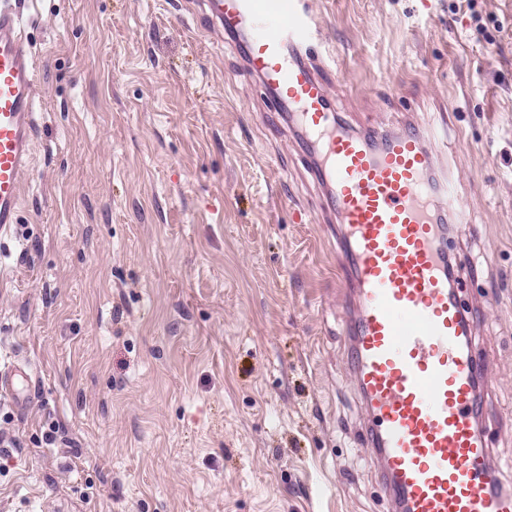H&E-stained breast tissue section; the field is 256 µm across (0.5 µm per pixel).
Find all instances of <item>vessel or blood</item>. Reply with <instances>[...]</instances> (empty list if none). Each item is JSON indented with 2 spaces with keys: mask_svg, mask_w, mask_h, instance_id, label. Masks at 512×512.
Instances as JSON below:
<instances>
[{
  "mask_svg": "<svg viewBox=\"0 0 512 512\" xmlns=\"http://www.w3.org/2000/svg\"><path fill=\"white\" fill-rule=\"evenodd\" d=\"M206 2L209 21L242 36L249 74L303 140L337 222L348 372L384 493L397 512H512L477 425L490 382L448 280L449 236L468 206L436 174L446 142L411 125L371 140L341 123L314 65L321 30L310 0ZM22 26L16 0H0V232L19 221L36 131Z\"/></svg>",
  "mask_w": 512,
  "mask_h": 512,
  "instance_id": "vessel-or-blood-1",
  "label": "vessel or blood"
}]
</instances>
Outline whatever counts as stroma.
I'll return each mask as SVG.
<instances>
[{
	"instance_id": "1",
	"label": "stroma",
	"mask_w": 512,
	"mask_h": 512,
	"mask_svg": "<svg viewBox=\"0 0 512 512\" xmlns=\"http://www.w3.org/2000/svg\"><path fill=\"white\" fill-rule=\"evenodd\" d=\"M314 0L358 131L446 125L449 255L512 483V0ZM197 0H25L39 105L0 235V512H390L347 373L335 237L302 144ZM59 428L55 444L42 434Z\"/></svg>"
}]
</instances>
